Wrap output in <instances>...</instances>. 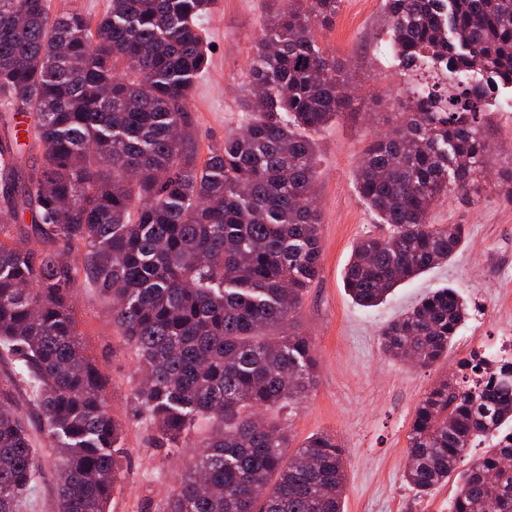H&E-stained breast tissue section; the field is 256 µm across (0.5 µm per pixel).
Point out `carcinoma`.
Masks as SVG:
<instances>
[{
  "label": "carcinoma",
  "instance_id": "carcinoma-1",
  "mask_svg": "<svg viewBox=\"0 0 512 512\" xmlns=\"http://www.w3.org/2000/svg\"><path fill=\"white\" fill-rule=\"evenodd\" d=\"M339 3L285 0L256 43L251 120L200 164L189 101L208 65L199 21L215 0H109L100 18L0 0V105L30 119L40 148L25 164L0 139V360L55 444V512H109L124 457L123 424L78 339L82 278L138 351L134 402L155 442L194 449L163 512H343L335 439L295 447L277 418L317 372L298 319L321 257L312 134L351 102L352 82L317 39ZM384 7L402 71L433 67L454 83L398 90L389 131L363 148L357 193L390 228L358 241L345 270L367 308L457 252L464 225L430 214L486 180L496 161L483 101L512 85V0ZM467 317L457 291L438 288L380 330L382 350L430 367ZM458 367L462 382L415 409L405 480L426 496L454 476L451 512H512V365L475 350ZM201 421L211 430L197 438ZM38 471L23 414L0 396V512H21Z\"/></svg>",
  "mask_w": 512,
  "mask_h": 512
}]
</instances>
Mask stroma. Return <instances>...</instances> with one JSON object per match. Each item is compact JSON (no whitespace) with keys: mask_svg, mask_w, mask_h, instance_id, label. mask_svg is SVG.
<instances>
[{"mask_svg":"<svg viewBox=\"0 0 512 512\" xmlns=\"http://www.w3.org/2000/svg\"><path fill=\"white\" fill-rule=\"evenodd\" d=\"M280 5V0H217L204 18L210 65L196 80L189 104L199 157L248 122L240 104L243 79L262 26ZM318 39L344 64L357 93L351 116L313 136L322 254L319 275L303 298L300 328L314 345L318 368L315 386L287 421L295 442L326 433L342 448L344 512H449L455 482L426 496L405 482L407 435L426 393L455 379L457 361L471 350H493L512 326V200L487 187L442 200L431 221L464 225L458 252L448 263L400 284L379 306L354 303L343 284L352 248L364 237L389 231L358 196L355 172L367 139L382 130L381 99L407 79L388 53L384 0H341L334 22ZM511 100L512 89H501L490 116L495 170L502 176L512 171V110L506 107ZM446 286L455 288L469 307L447 356L420 368L385 355L380 328ZM75 294L79 339L104 378L110 410L125 426L127 456L110 512H161L180 483L185 458L157 447L147 425L131 414L141 377L133 346L112 322L111 301L85 281L77 284ZM30 436L41 478L33 506L24 512H54L56 455L39 427H32Z\"/></svg>","mask_w":512,"mask_h":512,"instance_id":"1","label":"stroma"}]
</instances>
